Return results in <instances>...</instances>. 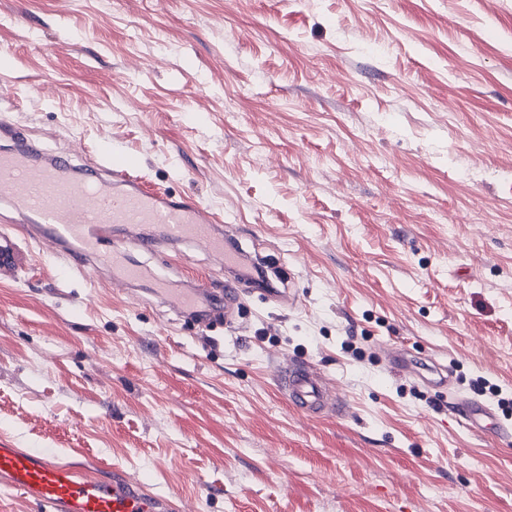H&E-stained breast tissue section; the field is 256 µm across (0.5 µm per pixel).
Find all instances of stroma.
<instances>
[{
	"label": "stroma",
	"mask_w": 512,
	"mask_h": 512,
	"mask_svg": "<svg viewBox=\"0 0 512 512\" xmlns=\"http://www.w3.org/2000/svg\"><path fill=\"white\" fill-rule=\"evenodd\" d=\"M0 118L132 154L292 290L207 326L31 245L0 274V433L172 512H512V440L378 349L451 362L512 429V0H0ZM133 257L224 287L185 244ZM300 359L348 414L290 406Z\"/></svg>",
	"instance_id": "1"
}]
</instances>
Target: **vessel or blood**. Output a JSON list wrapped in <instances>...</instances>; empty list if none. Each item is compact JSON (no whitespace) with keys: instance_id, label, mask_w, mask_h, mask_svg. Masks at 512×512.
<instances>
[{"instance_id":"obj_1","label":"vessel or blood","mask_w":512,"mask_h":512,"mask_svg":"<svg viewBox=\"0 0 512 512\" xmlns=\"http://www.w3.org/2000/svg\"><path fill=\"white\" fill-rule=\"evenodd\" d=\"M0 203L15 214L16 223L33 240L49 243L76 269L89 261L117 273L123 282L135 284L144 271L131 262L127 248L115 245L116 224H158L168 240L195 244L220 256L225 268L236 257L216 233L219 216L203 217V206L187 194L151 189L135 174L133 162L108 166H77L67 158L42 152L25 131L0 124ZM29 251L12 232H0V271L29 266ZM244 288L233 276L224 279L223 295L205 288L183 292L181 308L206 306L224 312L232 321ZM277 386L288 402L304 415L319 417L341 411V400L332 398L323 378L307 362L298 360L277 376ZM458 408L471 427L494 420L490 407L467 398ZM0 485L21 492L42 505L46 512H169L166 498L148 494L142 483L122 473L106 478L90 469H76L50 452H34L0 435Z\"/></svg>"}]
</instances>
